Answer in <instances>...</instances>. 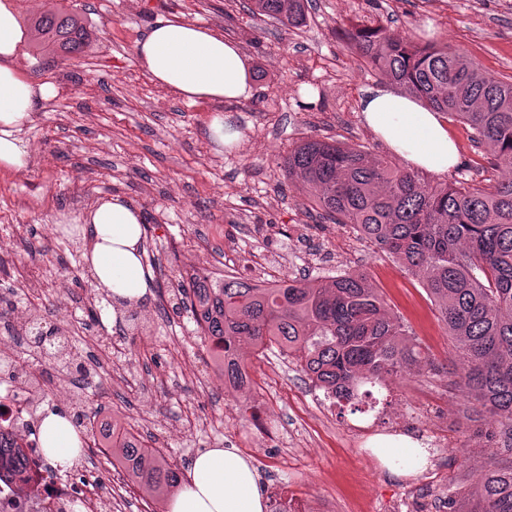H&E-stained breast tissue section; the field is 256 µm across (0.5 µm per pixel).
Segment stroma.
I'll return each instance as SVG.
<instances>
[{
  "label": "stroma",
  "instance_id": "35a3bbf8",
  "mask_svg": "<svg viewBox=\"0 0 512 512\" xmlns=\"http://www.w3.org/2000/svg\"><path fill=\"white\" fill-rule=\"evenodd\" d=\"M85 20L86 56L39 69L25 50L13 67L51 86L17 132L29 146L24 170L0 168V288L47 322H66L76 349L97 338L99 396L89 415L114 412L187 471L203 449L238 444L265 425L277 446L258 438L245 454L267 494L285 493L310 512H446L449 492L474 490L489 462L512 450L488 447L498 422L451 383L452 340L420 281L352 230L316 221L282 158L316 136L372 153L387 148L359 112L364 91L379 83L346 32L358 24L388 27L420 44L444 40L497 79H512V0H310L304 26L286 29L252 15L248 0H66ZM198 23L238 41L252 60L251 100L227 107L176 98L154 82L135 51L161 19ZM231 115L242 138L214 144L210 124ZM459 161L424 173L427 184L497 179L468 127L447 119ZM124 196L146 224L143 261L151 293L140 303L142 330L122 323L100 330L83 314L97 306L84 261L90 243L65 233L61 214L78 217L108 195ZM265 253L268 279H315L326 266L368 273L388 311L407 324L435 371L391 379L380 402L351 413L317 400V388L286 354H246L254 382L249 407L220 390L193 323L173 314L181 285L200 272L220 276ZM404 433L435 446L418 475L390 477L368 445Z\"/></svg>",
  "mask_w": 512,
  "mask_h": 512
}]
</instances>
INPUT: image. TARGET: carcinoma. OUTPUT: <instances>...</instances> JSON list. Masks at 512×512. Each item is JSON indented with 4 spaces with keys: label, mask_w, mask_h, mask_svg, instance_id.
Wrapping results in <instances>:
<instances>
[{
    "label": "carcinoma",
    "mask_w": 512,
    "mask_h": 512,
    "mask_svg": "<svg viewBox=\"0 0 512 512\" xmlns=\"http://www.w3.org/2000/svg\"><path fill=\"white\" fill-rule=\"evenodd\" d=\"M251 2L252 14L286 27L306 22L308 0ZM26 22L38 61L48 49L61 59L87 52L86 27L74 13L56 8ZM351 38L378 75L467 125L508 177L486 187L431 186L385 156L311 136L285 157L288 180L324 218L350 225L421 281L458 352L455 384L497 417L501 430L490 439L512 449V80L488 76L446 43L420 46L381 26L356 27ZM174 311L194 323L235 399L249 376L231 356L244 345L278 346L315 386L353 406L388 379L431 364L363 272L266 288L197 274L180 288ZM98 433L95 448L132 482L159 495L180 486L179 468L121 419L100 422ZM0 460L24 473L22 450L3 437ZM446 505L512 512V465L493 466L474 491L450 495Z\"/></svg>",
    "instance_id": "carcinoma-1"
}]
</instances>
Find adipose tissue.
Returning a JSON list of instances; mask_svg holds the SVG:
<instances>
[{"label":"adipose tissue","instance_id":"adipose-tissue-1","mask_svg":"<svg viewBox=\"0 0 512 512\" xmlns=\"http://www.w3.org/2000/svg\"><path fill=\"white\" fill-rule=\"evenodd\" d=\"M24 40L25 31L10 0H0V166L17 171L26 167L29 148L16 132L28 121L36 102L49 94L47 86L23 78L11 64ZM136 50L150 77L183 100L232 105L253 96L249 61L239 44L206 27L162 20L138 41ZM359 108L365 125L412 167L445 173L456 165V146L440 113L418 97L381 85L366 90ZM75 224L92 241L89 264L97 284L112 295L105 320L118 324L123 303H139L150 293L152 275L141 261L142 214L126 198L112 195ZM40 439L55 464L70 465L78 454L80 440L74 428L53 410L45 412ZM369 450L395 478L415 475L431 458L430 450L409 435L376 436ZM265 510L257 468L233 446L196 455L187 482L167 506V512Z\"/></svg>","mask_w":512,"mask_h":512}]
</instances>
